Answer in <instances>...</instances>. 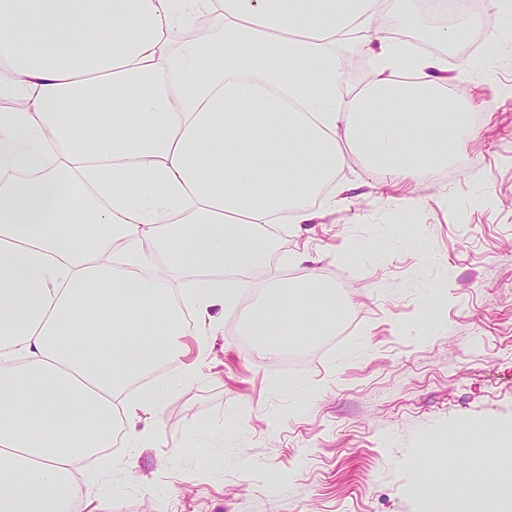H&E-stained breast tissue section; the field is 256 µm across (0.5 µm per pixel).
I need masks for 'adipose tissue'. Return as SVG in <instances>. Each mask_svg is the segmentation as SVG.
I'll use <instances>...</instances> for the list:
<instances>
[{
  "label": "adipose tissue",
  "mask_w": 512,
  "mask_h": 512,
  "mask_svg": "<svg viewBox=\"0 0 512 512\" xmlns=\"http://www.w3.org/2000/svg\"><path fill=\"white\" fill-rule=\"evenodd\" d=\"M381 0H0V512L112 501L95 471L123 470L153 394L127 390L204 352L234 301L228 274L269 258L276 225L309 224L352 147L422 181L448 163V59L382 35ZM206 15L178 53L167 36ZM362 43L372 79L339 97L333 45ZM209 59L205 76L190 66ZM122 104L81 118L104 92ZM407 119L394 123L393 110ZM137 185V197L128 188ZM190 271L184 289L170 274ZM274 284L245 324L284 307L296 326L336 306L317 275Z\"/></svg>",
  "instance_id": "1"
}]
</instances>
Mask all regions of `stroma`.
Instances as JSON below:
<instances>
[{
	"label": "stroma",
	"instance_id": "obj_1",
	"mask_svg": "<svg viewBox=\"0 0 512 512\" xmlns=\"http://www.w3.org/2000/svg\"><path fill=\"white\" fill-rule=\"evenodd\" d=\"M485 49L448 52V106L470 105L464 167L413 184L355 153L336 200L285 224L268 266L224 311L194 379L164 366L158 424L130 472L111 478L112 512H464L425 497L424 477L457 488L498 474L512 440V13ZM339 90L371 78L367 52L337 45ZM350 263H338L336 249ZM316 272L356 321L332 350L282 372L264 342L239 343V315L280 280ZM482 440L480 468L455 467L448 440Z\"/></svg>",
	"mask_w": 512,
	"mask_h": 512
}]
</instances>
